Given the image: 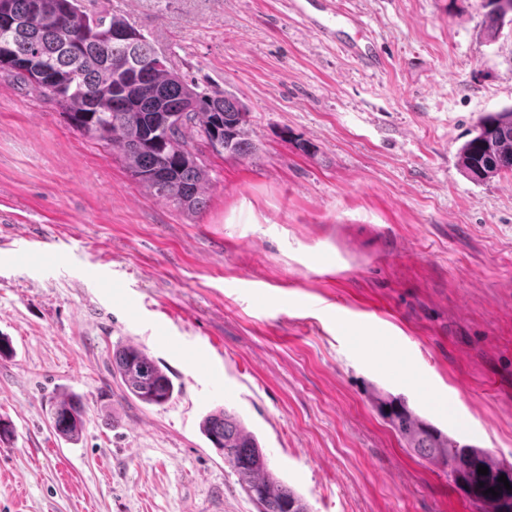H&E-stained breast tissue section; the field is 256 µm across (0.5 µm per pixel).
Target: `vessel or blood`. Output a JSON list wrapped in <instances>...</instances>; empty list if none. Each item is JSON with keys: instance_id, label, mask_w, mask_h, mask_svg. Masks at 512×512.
<instances>
[{"instance_id": "vessel-or-blood-1", "label": "vessel or blood", "mask_w": 512, "mask_h": 512, "mask_svg": "<svg viewBox=\"0 0 512 512\" xmlns=\"http://www.w3.org/2000/svg\"><path fill=\"white\" fill-rule=\"evenodd\" d=\"M284 4L319 37L339 41L345 52L366 67L383 66L384 58L375 43L359 36L358 19L347 13L337 14L334 0H284Z\"/></svg>"}]
</instances>
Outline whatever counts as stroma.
I'll return each instance as SVG.
<instances>
[{"label":"stroma","instance_id":"1","mask_svg":"<svg viewBox=\"0 0 512 512\" xmlns=\"http://www.w3.org/2000/svg\"><path fill=\"white\" fill-rule=\"evenodd\" d=\"M335 2L384 67L282 0H82L247 107L257 152L204 149L198 213L0 72V512H257L200 432L219 405L311 512H468L375 389L512 463V176L456 158L512 106V23L491 40L482 0ZM124 344L170 402L123 396ZM66 394L87 408L71 443L50 422Z\"/></svg>","mask_w":512,"mask_h":512}]
</instances>
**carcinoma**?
Masks as SVG:
<instances>
[{"label": "carcinoma", "instance_id": "carcinoma-1", "mask_svg": "<svg viewBox=\"0 0 512 512\" xmlns=\"http://www.w3.org/2000/svg\"><path fill=\"white\" fill-rule=\"evenodd\" d=\"M500 2H483L491 38L505 22ZM128 29L133 26L121 17L86 12L81 0H0V42L11 49V58H0V70L38 92L50 81L52 91L45 96L65 111L76 132L117 152L136 182L154 195L198 212L207 189L200 146L235 158L256 153L246 134L247 109L226 91H199L167 68L143 34L134 44L127 41ZM129 56L139 66V79L131 82L123 70ZM457 160L474 181L512 174V107L485 115ZM112 373L123 392L143 404L161 406L174 396L172 379L136 346L113 353ZM373 401L403 448L443 472L469 512H512V489L498 481L504 475L512 484V463L445 434L402 395L376 390ZM84 415L80 398H62L53 407V428L59 437L75 440ZM200 430L257 512H310L305 499L271 470L259 440L235 412L209 411ZM480 465L488 474L478 473ZM490 488L498 495L484 494Z\"/></svg>", "mask_w": 512, "mask_h": 512}]
</instances>
